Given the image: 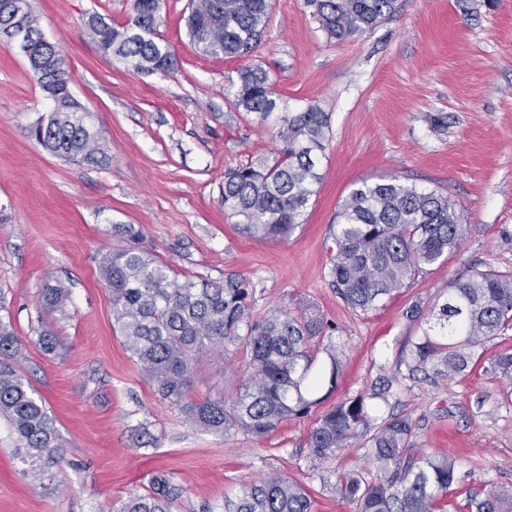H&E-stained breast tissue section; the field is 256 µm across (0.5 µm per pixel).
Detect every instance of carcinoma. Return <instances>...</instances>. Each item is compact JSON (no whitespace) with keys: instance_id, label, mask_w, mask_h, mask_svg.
Segmentation results:
<instances>
[{"instance_id":"carcinoma-1","label":"carcinoma","mask_w":512,"mask_h":512,"mask_svg":"<svg viewBox=\"0 0 512 512\" xmlns=\"http://www.w3.org/2000/svg\"><path fill=\"white\" fill-rule=\"evenodd\" d=\"M0 0V33L21 23L34 36L27 59L54 109L29 127V134L57 156L97 164L96 133L87 111L69 92V67L61 46L42 41L30 11L16 17ZM397 0H306L313 17L338 40L361 36L387 20ZM162 0H133L122 29L93 15L88 30L99 49L144 73L169 72L175 58L160 42ZM268 18V0H190L188 34L203 56L237 58L253 51ZM236 108L262 121L274 118L282 146L224 175V211L255 240L285 239L299 227L316 186L319 154L330 116L315 105L291 112L278 98L262 66H245L229 81ZM129 241L103 255L99 270L112 292V317L125 349L158 394L177 406L193 426L213 433L230 430L264 437L292 417H302L336 389L342 371L337 347L325 344L336 327L311 306L296 312L251 315V279L238 272L224 281L179 276L139 245L140 233L124 224ZM466 232L455 203L439 190L405 185L395 176L364 181L353 189L330 225L333 257L329 276L342 300L371 311L414 280L423 267L456 250ZM69 289L61 280L44 288L43 306L61 307ZM512 330V271L476 270L456 280L434 321L413 344L405 378L435 385L464 375L486 343ZM245 356L244 377L231 400L217 391L203 400L189 397L205 359H224L228 347ZM328 362L316 369L319 353ZM21 344L11 322L0 318V414L20 442L28 473L43 475L44 458L58 454L59 434L42 400L19 373ZM393 380L383 377L368 395L348 397L326 412L307 440L310 457L323 463L365 441L368 480L358 471L336 479V495L354 512H444L448 493L459 483L456 460L447 454L414 451L416 423L392 414L373 426L366 399H385ZM325 394H320V391ZM184 490L164 474L149 488L120 501L116 512H181ZM471 512H512V485H491L484 497L468 500ZM224 512H312L310 492L300 483L271 474L224 498Z\"/></svg>"}]
</instances>
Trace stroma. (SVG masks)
I'll return each mask as SVG.
<instances>
[{"mask_svg": "<svg viewBox=\"0 0 512 512\" xmlns=\"http://www.w3.org/2000/svg\"><path fill=\"white\" fill-rule=\"evenodd\" d=\"M189 0H163L160 35L178 65L144 74L101 54L91 15L119 27L131 0H28L43 36L61 43L70 92L92 115L99 165L65 160L28 135L53 103L26 57L0 42V318L22 347L19 371L45 403L61 438L50 478L26 472L16 435L0 417V512H110L164 473L185 490L184 512H224L240 484L276 472L308 488L313 512H352L333 490L339 473L366 467L364 448L310 459L307 439L340 400L368 393L395 371L427 324L410 316L448 296L472 269L512 270V0H397L371 32L330 38L305 0H270L266 32L242 58L200 55L185 25ZM261 65L290 111L317 105L331 115L321 182L287 239L242 234L220 203L224 174L279 147L274 121L235 108L237 70ZM394 175L448 194L467 226L447 260L425 267L379 308L352 310L331 284L329 227L362 181ZM181 275L213 281L240 271L254 283L252 315L313 305L336 325L343 352L338 387L269 436L216 434L185 421L125 349L99 273L103 254L126 247L119 227ZM69 299L48 311V278ZM58 341L46 351L42 332ZM512 351V331L487 343L455 382L399 379L388 400L369 403L374 425L403 412L425 454H449L465 475L447 512L465 495L512 484V398L493 359ZM243 358L200 365L193 398L233 397Z\"/></svg>", "mask_w": 512, "mask_h": 512, "instance_id": "1", "label": "stroma"}]
</instances>
